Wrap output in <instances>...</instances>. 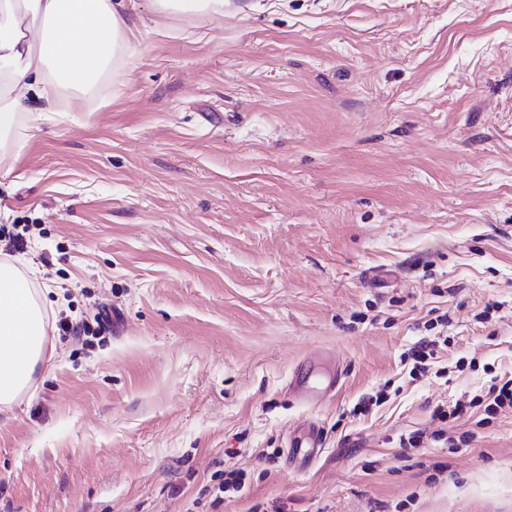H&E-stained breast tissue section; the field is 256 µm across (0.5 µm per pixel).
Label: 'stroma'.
I'll list each match as a JSON object with an SVG mask.
<instances>
[{
  "mask_svg": "<svg viewBox=\"0 0 512 512\" xmlns=\"http://www.w3.org/2000/svg\"><path fill=\"white\" fill-rule=\"evenodd\" d=\"M133 2L123 75L0 157L55 352L0 406V512H512V411L400 446L512 376V0ZM149 13L158 16L223 15L224 0H146ZM436 352V341L422 338L412 349L411 358L414 361L410 375L414 378L425 376L431 369V361ZM338 380V377H336L335 382H331L320 388L311 384L308 379H302L296 383L291 382L290 387L303 402L317 403L332 395L336 389ZM481 398L479 396L472 397L470 399L460 398L457 399L452 405L438 406L434 410V419L438 420L441 424L454 423L457 420L467 415L469 409L476 404H480ZM289 448L305 461L312 459L324 448L321 431L314 425L308 426L302 435L290 439Z\"/></svg>",
  "mask_w": 512,
  "mask_h": 512,
  "instance_id": "35a3bbf8",
  "label": "stroma"
}]
</instances>
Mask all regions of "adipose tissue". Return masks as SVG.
<instances>
[{
    "mask_svg": "<svg viewBox=\"0 0 512 512\" xmlns=\"http://www.w3.org/2000/svg\"><path fill=\"white\" fill-rule=\"evenodd\" d=\"M123 0H0V152L21 151L35 120L53 121L61 93L116 78L133 51ZM44 100L32 112L29 95ZM44 302L16 266L0 263V404L33 386L46 351Z\"/></svg>",
    "mask_w": 512,
    "mask_h": 512,
    "instance_id": "1",
    "label": "adipose tissue"
}]
</instances>
